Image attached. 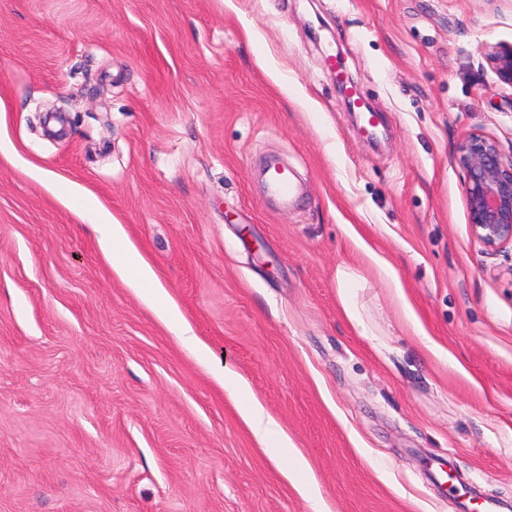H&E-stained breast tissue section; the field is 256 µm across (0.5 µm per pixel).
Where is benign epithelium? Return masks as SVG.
<instances>
[{
  "mask_svg": "<svg viewBox=\"0 0 512 512\" xmlns=\"http://www.w3.org/2000/svg\"><path fill=\"white\" fill-rule=\"evenodd\" d=\"M498 79L512 86V44L483 48ZM472 234L489 251L512 247V155L493 139L470 133L457 148Z\"/></svg>",
  "mask_w": 512,
  "mask_h": 512,
  "instance_id": "obj_1",
  "label": "benign epithelium"
}]
</instances>
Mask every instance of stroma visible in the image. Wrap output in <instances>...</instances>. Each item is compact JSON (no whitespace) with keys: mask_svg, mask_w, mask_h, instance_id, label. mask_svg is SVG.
I'll return each instance as SVG.
<instances>
[{"mask_svg":"<svg viewBox=\"0 0 512 512\" xmlns=\"http://www.w3.org/2000/svg\"><path fill=\"white\" fill-rule=\"evenodd\" d=\"M497 43L512 0H0V512H312L296 449L328 512L512 503V251L472 235L456 162L474 131L512 153ZM100 213L206 360L113 269ZM224 367L293 449L257 442ZM270 191L284 203H291L297 197V188L288 176V170L273 172L269 178ZM380 269L384 275L390 277L392 288H394L395 294L402 305V313L405 321L411 326L413 332L416 336H428V333L422 326L419 321L417 314L415 313L413 307L408 302L405 292L403 290L402 285L399 283L398 279L391 276V267L386 262H379L378 264ZM353 280V274L345 269H337L336 271V281L339 288V294L341 297L342 305L344 308V312L347 318L351 322H355L358 326L362 325V320L360 319L358 312L355 306L348 300L346 291L350 288Z\"/></svg>","mask_w":512,"mask_h":512,"instance_id":"1","label":"stroma"}]
</instances>
